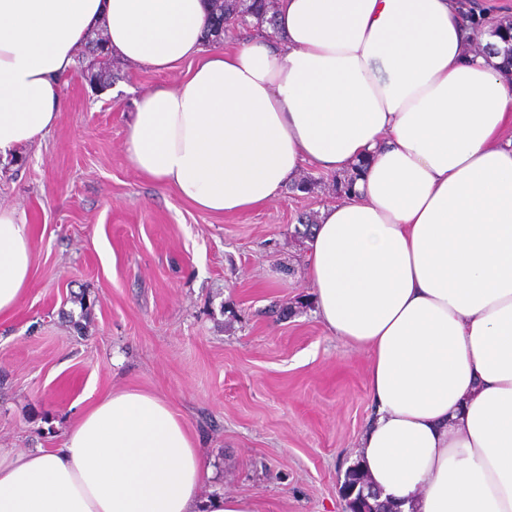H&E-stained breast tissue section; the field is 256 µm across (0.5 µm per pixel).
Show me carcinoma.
<instances>
[{
    "label": "carcinoma",
    "instance_id": "obj_1",
    "mask_svg": "<svg viewBox=\"0 0 512 512\" xmlns=\"http://www.w3.org/2000/svg\"><path fill=\"white\" fill-rule=\"evenodd\" d=\"M277 0H208L209 15L205 38L208 44L214 45L224 41V35L234 26L246 24L261 28L272 22L276 13ZM459 11L467 25L476 30L488 29L491 34L498 35L506 47L503 49L501 68L512 70V19H503L488 15L479 6L461 0ZM364 164L360 163L353 170L334 175L332 191L341 199L350 195L355 180L360 176ZM348 512H394L390 505L378 500L353 502L346 504Z\"/></svg>",
    "mask_w": 512,
    "mask_h": 512
}]
</instances>
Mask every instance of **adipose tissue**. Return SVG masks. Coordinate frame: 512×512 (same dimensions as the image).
I'll list each match as a JSON object with an SVG mask.
<instances>
[{"mask_svg": "<svg viewBox=\"0 0 512 512\" xmlns=\"http://www.w3.org/2000/svg\"><path fill=\"white\" fill-rule=\"evenodd\" d=\"M205 0H0V156L40 143L96 31L138 69L130 165L197 209L277 199L307 166L369 163L308 240L316 313L371 354L356 457L396 512H512V75L476 53L458 0H278L276 26L207 48ZM0 207V315L33 269ZM159 395L108 393L61 447L0 449V512H255Z\"/></svg>", "mask_w": 512, "mask_h": 512, "instance_id": "obj_1", "label": "adipose tissue"}]
</instances>
